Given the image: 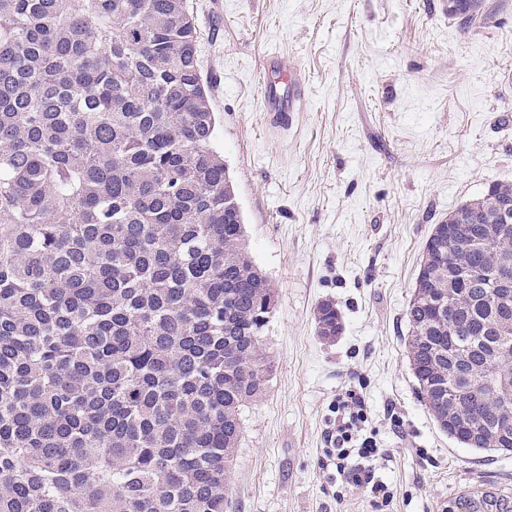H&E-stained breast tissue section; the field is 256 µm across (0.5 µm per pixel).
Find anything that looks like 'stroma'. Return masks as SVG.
Instances as JSON below:
<instances>
[{
	"instance_id": "stroma-1",
	"label": "stroma",
	"mask_w": 512,
	"mask_h": 512,
	"mask_svg": "<svg viewBox=\"0 0 512 512\" xmlns=\"http://www.w3.org/2000/svg\"><path fill=\"white\" fill-rule=\"evenodd\" d=\"M200 74L256 265L278 291L273 361L242 407L228 512H377L337 499L322 466L331 408L360 392L386 453L388 512H473L512 493V454L442 432L416 389L406 309L435 224L512 181V0L461 24L448 0H187ZM280 55L305 80L295 126L269 123L260 75ZM333 301L343 331L317 334ZM401 427H393L392 416Z\"/></svg>"
}]
</instances>
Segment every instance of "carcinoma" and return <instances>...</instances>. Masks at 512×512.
<instances>
[{
	"label": "carcinoma",
	"instance_id": "obj_1",
	"mask_svg": "<svg viewBox=\"0 0 512 512\" xmlns=\"http://www.w3.org/2000/svg\"><path fill=\"white\" fill-rule=\"evenodd\" d=\"M216 121L186 0H0V512L228 506L277 299ZM504 203L492 183L434 225L406 344L440 428L507 454L512 298L485 278L512 263ZM316 323L343 330L330 300Z\"/></svg>",
	"mask_w": 512,
	"mask_h": 512
}]
</instances>
